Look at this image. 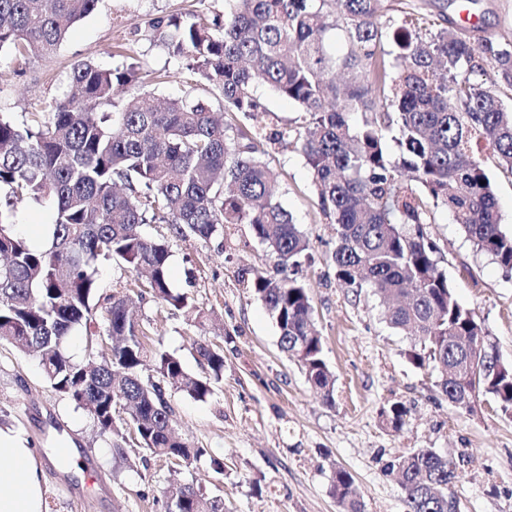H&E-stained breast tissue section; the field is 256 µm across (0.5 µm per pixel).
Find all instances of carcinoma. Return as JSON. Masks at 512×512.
Returning <instances> with one entry per match:
<instances>
[{"label": "carcinoma", "instance_id": "cac0c4a2", "mask_svg": "<svg viewBox=\"0 0 512 512\" xmlns=\"http://www.w3.org/2000/svg\"><path fill=\"white\" fill-rule=\"evenodd\" d=\"M224 14L203 24L159 18L155 38L184 56L187 70L216 88L222 109L245 119L265 84L294 102L301 124L272 133L224 122L193 91L159 103L143 93L119 112L114 87L138 83L140 66L78 64L70 90L48 112L18 123L0 114V344L37 359L46 383L87 410L99 435L119 441L131 430L140 447L189 467L206 450L178 435L168 391L205 402L224 376V349L194 343L205 375L189 373L175 354L150 348L130 315L131 296L95 301L99 265L141 275L139 295L195 315L194 300L171 287L166 241L144 224L169 225L173 236L208 241L249 224L274 259L276 273L254 275L249 288L275 319L279 346L308 382L333 400L335 379L324 358L305 282L298 277L310 241L276 200L278 173L264 140L294 138L309 166L323 212L336 224L331 266L338 282L398 304L386 323L410 329L418 367L433 365L448 401L489 396L512 414V363L496 350L472 310L456 299L440 267L442 250L427 230L430 212L450 211L475 250L512 275V234L502 229L494 188L475 151L490 149L512 173V108L477 76L492 72L512 88V42L463 36L453 25H426L411 11L384 17L382 0H225ZM97 0H0V50L42 55L56 50ZM343 50L330 48L331 32ZM396 132L398 153L387 134ZM47 198L54 220L45 242L31 244L7 222L14 201ZM85 334V357L65 340ZM110 352L97 351L103 336ZM155 377L142 379L146 358ZM122 410L128 417L117 415ZM401 402L382 415L395 430ZM408 512H448L457 465L423 448L398 458ZM342 512H361L352 475L335 471ZM168 512H224V498L192 484L168 490Z\"/></svg>", "mask_w": 512, "mask_h": 512}]
</instances>
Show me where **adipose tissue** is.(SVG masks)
I'll list each match as a JSON object with an SVG mask.
<instances>
[{"instance_id": "1", "label": "adipose tissue", "mask_w": 512, "mask_h": 512, "mask_svg": "<svg viewBox=\"0 0 512 512\" xmlns=\"http://www.w3.org/2000/svg\"><path fill=\"white\" fill-rule=\"evenodd\" d=\"M41 470L32 448L0 428V512H44Z\"/></svg>"}]
</instances>
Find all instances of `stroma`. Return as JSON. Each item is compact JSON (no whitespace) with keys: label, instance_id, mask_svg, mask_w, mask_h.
<instances>
[{"label":"stroma","instance_id":"stroma-1","mask_svg":"<svg viewBox=\"0 0 512 512\" xmlns=\"http://www.w3.org/2000/svg\"><path fill=\"white\" fill-rule=\"evenodd\" d=\"M189 12L212 21L223 14L224 0H99L53 53L0 51V113L18 118L50 111L69 91L73 67L86 60L104 68L140 61L138 91L184 94L186 62L154 38L149 24ZM257 97L260 126L279 128L300 117L294 103L268 88H258ZM263 148L279 174L277 200L311 243L300 275L335 378L333 402L280 350L278 328L248 286L253 274L275 271L250 225H236L221 243L176 238L164 224L143 225L147 236H167L171 285L194 298L208 319L197 324L146 295L136 302L138 323L154 346L181 357L195 375L202 368L194 340L224 348V379L207 401L169 394L178 431L207 454L186 469L131 437L114 451L89 413L53 390L32 358L0 347V420L36 454L45 512H167V490L176 482L222 496L224 512H340L331 493L338 469L352 475L363 512H407L398 477L387 466L420 448L457 462L460 512H512V418L483 396L472 411L456 408L441 393L437 370L409 360L415 339L386 325L379 298L356 297L337 284L330 262L335 229L302 153L293 144ZM428 230L440 243L441 268L457 300L512 362V277L474 250L447 210L434 211ZM395 402L409 410L399 430L381 415ZM61 446L77 449V456L60 460ZM214 457L223 460V475L213 472Z\"/></svg>","mask_w":512,"mask_h":512}]
</instances>
